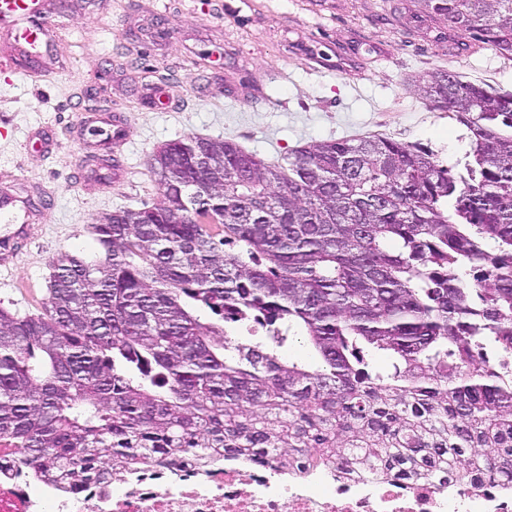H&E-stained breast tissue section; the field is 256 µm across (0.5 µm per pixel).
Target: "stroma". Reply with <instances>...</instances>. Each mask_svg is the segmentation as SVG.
Masks as SVG:
<instances>
[{"label": "stroma", "instance_id": "1", "mask_svg": "<svg viewBox=\"0 0 512 512\" xmlns=\"http://www.w3.org/2000/svg\"><path fill=\"white\" fill-rule=\"evenodd\" d=\"M54 4L64 30L50 76L0 71V173L41 211L34 242L0 271V303L21 315L42 310L53 259L100 256L96 218L160 201L150 157L161 144L220 137L270 161L312 141L383 135L452 165L467 130L430 109L416 80L445 69L512 90V60L465 46L418 0ZM91 110L122 114L130 128L125 179L97 188L90 157L110 153V128L79 130Z\"/></svg>", "mask_w": 512, "mask_h": 512}]
</instances>
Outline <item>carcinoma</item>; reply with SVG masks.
I'll list each match as a JSON object with an SVG mask.
<instances>
[{
	"label": "carcinoma",
	"instance_id": "obj_1",
	"mask_svg": "<svg viewBox=\"0 0 512 512\" xmlns=\"http://www.w3.org/2000/svg\"><path fill=\"white\" fill-rule=\"evenodd\" d=\"M512 58V0H421ZM422 99L468 130L448 166L390 137L265 162L153 152L152 207L93 224L39 314L0 306V443L44 478L150 454L313 448L403 477L512 482V91L453 72ZM302 340L307 360L284 354Z\"/></svg>",
	"mask_w": 512,
	"mask_h": 512
}]
</instances>
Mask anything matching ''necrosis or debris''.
I'll list each match as a JSON object with an SVG mask.
<instances>
[{
	"label": "necrosis or debris",
	"instance_id": "1",
	"mask_svg": "<svg viewBox=\"0 0 512 512\" xmlns=\"http://www.w3.org/2000/svg\"><path fill=\"white\" fill-rule=\"evenodd\" d=\"M314 449L283 470L226 453L206 462L193 452L147 456L131 474L76 484L37 479L0 458V491H20L23 512H512V485L480 487L445 477L373 476L350 466H319Z\"/></svg>",
	"mask_w": 512,
	"mask_h": 512
}]
</instances>
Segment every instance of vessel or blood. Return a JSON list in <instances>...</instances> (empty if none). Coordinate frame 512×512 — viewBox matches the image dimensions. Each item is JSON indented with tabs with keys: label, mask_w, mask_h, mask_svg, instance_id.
I'll return each instance as SVG.
<instances>
[{
	"label": "vessel or blood",
	"mask_w": 512,
	"mask_h": 512,
	"mask_svg": "<svg viewBox=\"0 0 512 512\" xmlns=\"http://www.w3.org/2000/svg\"><path fill=\"white\" fill-rule=\"evenodd\" d=\"M57 36L55 16L47 0H0V68L9 70L25 61L28 74L42 76L48 69L41 62ZM29 201L13 186H0V218L14 220V227L0 230V267L8 266L19 254L21 245L32 239L29 226L19 224V214Z\"/></svg>",
	"instance_id": "obj_1"
}]
</instances>
